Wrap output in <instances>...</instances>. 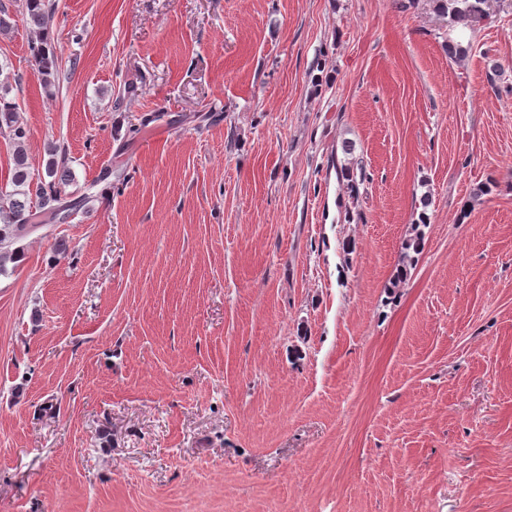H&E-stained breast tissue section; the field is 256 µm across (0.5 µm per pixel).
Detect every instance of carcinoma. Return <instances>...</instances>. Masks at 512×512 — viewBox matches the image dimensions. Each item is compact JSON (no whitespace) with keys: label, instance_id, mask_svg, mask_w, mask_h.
Returning <instances> with one entry per match:
<instances>
[{"label":"carcinoma","instance_id":"1","mask_svg":"<svg viewBox=\"0 0 512 512\" xmlns=\"http://www.w3.org/2000/svg\"><path fill=\"white\" fill-rule=\"evenodd\" d=\"M437 11L448 15L451 28L462 26L471 29L488 18L489 0H433ZM52 9L50 0H24V12L28 24L36 28L39 39L31 44L30 51L44 84L51 83L53 67L57 64L55 47L44 32V20ZM15 103L0 95V120L10 129L14 145L11 184L12 191L0 190V275L7 273V264L19 258L14 244L20 238L35 231V225L43 226L68 215L74 204L63 198V188L68 185L70 172L56 159L57 148L48 146L51 159L47 162L45 176L35 178L31 174L25 152L27 129L18 124ZM338 177L347 181V190L357 194L360 183L367 180L362 164L336 168ZM424 246V233L420 230L402 243L401 265L397 271L395 287H400L408 275V268L416 260Z\"/></svg>","mask_w":512,"mask_h":512}]
</instances>
